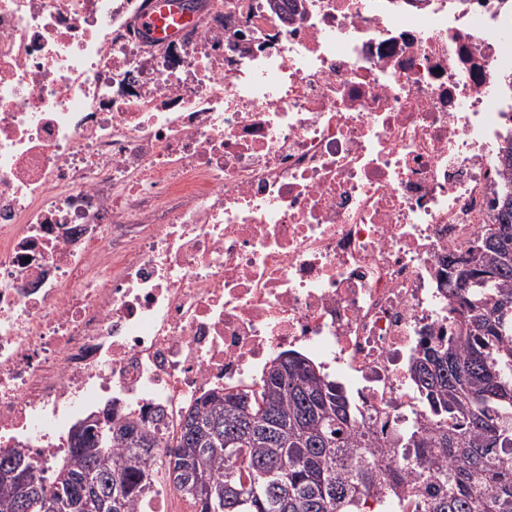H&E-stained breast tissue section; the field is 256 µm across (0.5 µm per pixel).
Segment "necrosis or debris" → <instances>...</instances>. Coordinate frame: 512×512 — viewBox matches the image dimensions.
Segmentation results:
<instances>
[{
	"label": "necrosis or debris",
	"mask_w": 512,
	"mask_h": 512,
	"mask_svg": "<svg viewBox=\"0 0 512 512\" xmlns=\"http://www.w3.org/2000/svg\"><path fill=\"white\" fill-rule=\"evenodd\" d=\"M0 0V455L86 413L168 439L299 349L382 447L512 182V0ZM198 13L188 0H151L145 17L149 36L160 42L175 40L200 22Z\"/></svg>",
	"instance_id": "4bbe7bcc"
}]
</instances>
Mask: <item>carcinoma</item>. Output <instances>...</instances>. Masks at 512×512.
Returning <instances> with one entry per match:
<instances>
[{"mask_svg":"<svg viewBox=\"0 0 512 512\" xmlns=\"http://www.w3.org/2000/svg\"><path fill=\"white\" fill-rule=\"evenodd\" d=\"M498 223L468 249L466 287L448 258L454 329L424 340L412 376L426 416L383 448L342 386L302 353L267 370L259 395L210 392L163 445L143 419L106 418L104 437L71 433L52 482L20 452L0 458V512H135L162 466L195 512H512V190ZM236 442L231 448L225 442ZM410 452L416 468L394 467ZM96 487L81 495L82 483Z\"/></svg>","mask_w":512,"mask_h":512,"instance_id":"cac0c4a2","label":"carcinoma"}]
</instances>
